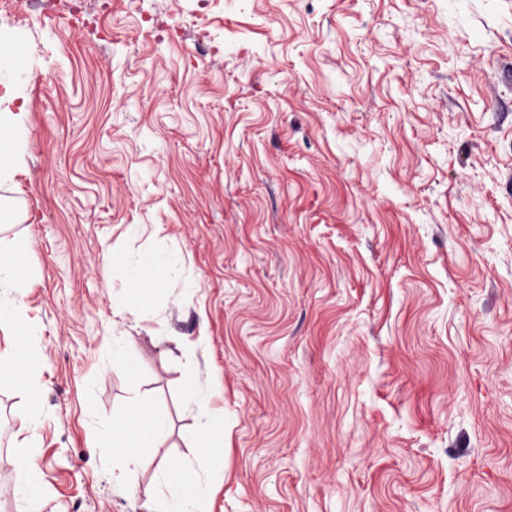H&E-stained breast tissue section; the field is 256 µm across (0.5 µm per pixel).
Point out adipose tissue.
<instances>
[{
  "mask_svg": "<svg viewBox=\"0 0 512 512\" xmlns=\"http://www.w3.org/2000/svg\"><path fill=\"white\" fill-rule=\"evenodd\" d=\"M28 285L26 252L17 239L0 237V292L20 296ZM37 373L31 360L25 359L20 347L0 349V382L5 381L27 396L28 424L24 442L34 445L37 441V420L40 411L36 389ZM204 417L189 436L193 452L192 468H185L178 461L165 463L160 477L161 512H173L176 504L189 505L203 495L197 479L198 473L207 471L224 447V420L215 415L208 400L197 402ZM168 428V422L155 408L140 398H131L122 418L112 424V453L125 465L138 466L144 449L157 447Z\"/></svg>",
  "mask_w": 512,
  "mask_h": 512,
  "instance_id": "ef3b65f1",
  "label": "adipose tissue"
}]
</instances>
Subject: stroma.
<instances>
[{"mask_svg": "<svg viewBox=\"0 0 512 512\" xmlns=\"http://www.w3.org/2000/svg\"><path fill=\"white\" fill-rule=\"evenodd\" d=\"M84 2L0 18L41 361L0 512H155L188 384L224 414L199 512H512V0ZM109 250L174 262L136 314ZM136 395L169 430L125 473Z\"/></svg>", "mask_w": 512, "mask_h": 512, "instance_id": "35a3bbf8", "label": "stroma"}]
</instances>
